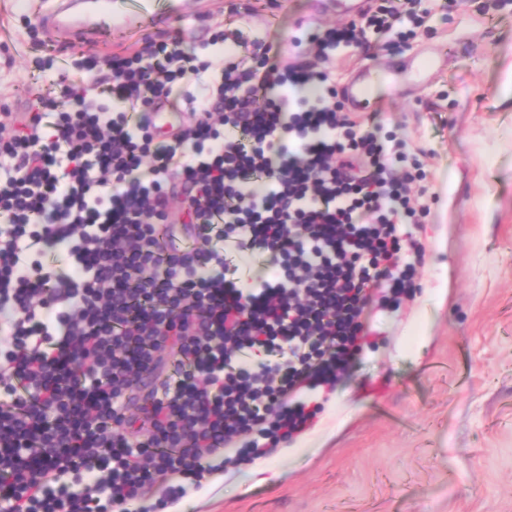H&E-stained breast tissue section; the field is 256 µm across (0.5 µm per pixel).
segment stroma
<instances>
[{
  "label": "stroma",
  "mask_w": 512,
  "mask_h": 512,
  "mask_svg": "<svg viewBox=\"0 0 512 512\" xmlns=\"http://www.w3.org/2000/svg\"><path fill=\"white\" fill-rule=\"evenodd\" d=\"M196 20L152 30L191 48L215 21L243 26L291 55L297 24L338 26L369 0H258L248 16L202 0ZM430 0L419 37L339 46L330 72L345 88L381 76L363 128L396 132L428 172L431 213L415 227L420 289L395 310L368 306L351 377L318 393L313 427L271 456L277 477L247 479L251 460L207 477L168 512H512V0ZM31 10L0 0V101L23 110L17 78L42 33ZM276 14L275 26L265 18ZM430 67L417 73L418 59Z\"/></svg>",
  "instance_id": "35a3bbf8"
}]
</instances>
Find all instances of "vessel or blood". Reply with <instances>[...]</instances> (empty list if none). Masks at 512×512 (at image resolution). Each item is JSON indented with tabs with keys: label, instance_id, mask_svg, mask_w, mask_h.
I'll return each mask as SVG.
<instances>
[{
	"label": "vessel or blood",
	"instance_id": "1",
	"mask_svg": "<svg viewBox=\"0 0 512 512\" xmlns=\"http://www.w3.org/2000/svg\"><path fill=\"white\" fill-rule=\"evenodd\" d=\"M169 16L155 0H52L43 13L50 39L66 36L73 44L104 48L124 42L150 26L167 24ZM371 84L362 79L346 86L356 110L371 105Z\"/></svg>",
	"mask_w": 512,
	"mask_h": 512
}]
</instances>
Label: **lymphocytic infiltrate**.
I'll return each mask as SVG.
<instances>
[{"mask_svg":"<svg viewBox=\"0 0 512 512\" xmlns=\"http://www.w3.org/2000/svg\"><path fill=\"white\" fill-rule=\"evenodd\" d=\"M422 2L305 29L313 64L219 25L221 68L148 38L0 106V512H165L172 476L312 424L308 393L351 375L365 308L414 294L430 213L419 160L358 129L329 53L415 38ZM163 103L183 108L165 139Z\"/></svg>","mask_w":512,"mask_h":512,"instance_id":"f902f5d3","label":"lymphocytic infiltrate"}]
</instances>
